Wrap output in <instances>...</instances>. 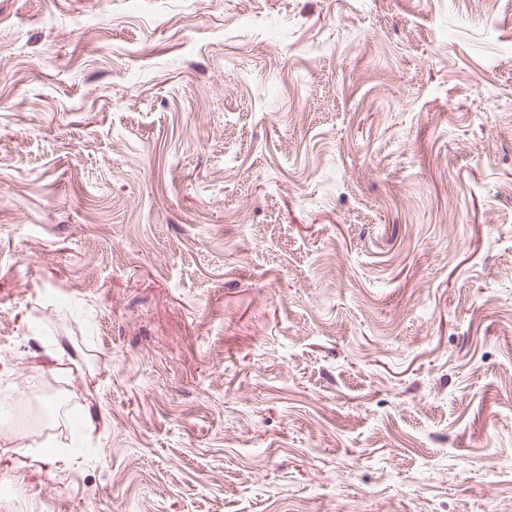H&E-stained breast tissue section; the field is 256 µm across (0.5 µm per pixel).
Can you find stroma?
<instances>
[{
    "mask_svg": "<svg viewBox=\"0 0 512 512\" xmlns=\"http://www.w3.org/2000/svg\"><path fill=\"white\" fill-rule=\"evenodd\" d=\"M250 8L0 0V401L75 453L0 492L512 512V0ZM46 355L58 364L56 369L62 372L69 370L67 372L68 382L73 388L76 387V384L83 386L86 393L92 395L88 387L89 381L85 373L80 371V373L75 376L72 375L70 366L78 368L79 361H82L83 355L67 336L55 338L51 348L46 350Z\"/></svg>",
    "mask_w": 512,
    "mask_h": 512,
    "instance_id": "stroma-1",
    "label": "stroma"
}]
</instances>
